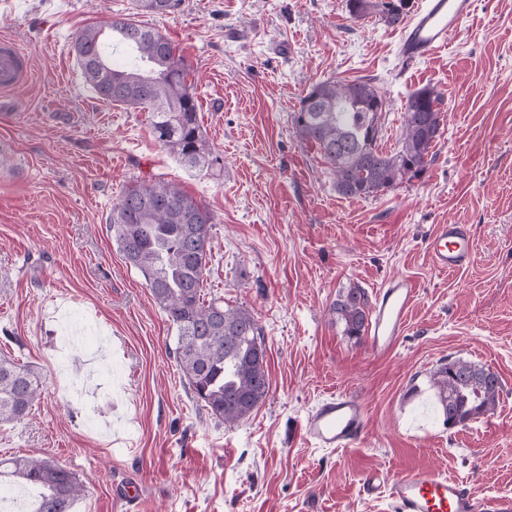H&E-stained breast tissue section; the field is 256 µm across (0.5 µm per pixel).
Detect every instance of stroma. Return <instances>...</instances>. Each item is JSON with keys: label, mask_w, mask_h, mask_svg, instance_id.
Masks as SVG:
<instances>
[{"label": "stroma", "mask_w": 512, "mask_h": 512, "mask_svg": "<svg viewBox=\"0 0 512 512\" xmlns=\"http://www.w3.org/2000/svg\"><path fill=\"white\" fill-rule=\"evenodd\" d=\"M125 15L166 35L197 83L198 120L219 162L190 168L153 138L147 111L85 82L80 30ZM23 48L29 81L0 91V357L46 387L0 458L50 459L84 485L74 512H393L362 500L365 474L433 468L477 497H512V0H480L446 50L399 65V31L346 0H185L149 15L136 0H0V38ZM371 80L389 103L430 86L446 113L420 176L368 199L337 194L293 116L316 82ZM163 180L213 215L207 296L252 312L269 391L244 422L201 409L177 330L109 228L113 202ZM470 225L474 260L432 267L439 224ZM413 276L418 300L383 358L330 307ZM461 358L498 374L495 411L447 428L430 373ZM360 398L362 440L311 447L301 428L329 394ZM137 495L125 501L122 489Z\"/></svg>", "instance_id": "obj_1"}]
</instances>
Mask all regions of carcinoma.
I'll return each instance as SVG.
<instances>
[{"label": "carcinoma", "mask_w": 512, "mask_h": 512, "mask_svg": "<svg viewBox=\"0 0 512 512\" xmlns=\"http://www.w3.org/2000/svg\"><path fill=\"white\" fill-rule=\"evenodd\" d=\"M141 10L171 14L184 0H138ZM349 14L380 17L398 27L405 0H346ZM111 41L95 27L81 31L74 52L86 82L103 100L150 109L152 136L192 168H209L218 158L206 145L197 112L198 97L174 44L159 31L125 18L109 24ZM129 49L125 67L109 62L113 50ZM442 96L424 86L401 105L400 135L393 149L378 144L383 95L369 81H322L301 99L294 126L302 140L318 147L336 192L351 199L377 197L418 175L431 163L445 119ZM113 238L125 261L145 278L158 306L176 326V359L194 397L211 416L227 424L250 417L265 400L269 384L263 330L254 315L219 299L203 300L211 212L175 184L144 180L112 204ZM348 336L364 335L369 318L365 292L351 288L331 306ZM432 387L448 428L494 411L501 380L482 366L450 359L431 373ZM44 386L28 368L0 358V423L20 422L41 399ZM35 490L32 512H73L83 483L63 465L33 456L0 460V477Z\"/></svg>", "instance_id": "cac0c4a2"}]
</instances>
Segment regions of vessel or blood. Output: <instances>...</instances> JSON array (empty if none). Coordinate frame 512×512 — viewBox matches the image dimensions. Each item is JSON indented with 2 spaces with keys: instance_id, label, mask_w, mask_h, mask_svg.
<instances>
[{
  "instance_id": "vessel-or-blood-1",
  "label": "vessel or blood",
  "mask_w": 512,
  "mask_h": 512,
  "mask_svg": "<svg viewBox=\"0 0 512 512\" xmlns=\"http://www.w3.org/2000/svg\"><path fill=\"white\" fill-rule=\"evenodd\" d=\"M478 0H423L400 31L396 56L416 62L447 48L462 21ZM24 64L20 48L9 39L0 41V87L20 82ZM427 252L434 268L461 271L473 261L472 232L465 224H439L431 234ZM419 293L416 281L399 275L384 282L375 294L365 335L371 354L382 357L395 348L407 328L409 311ZM365 407L355 396L336 393L324 398L309 414L306 441L318 448H347L361 437ZM359 493L365 499L388 496L396 512H512V498L476 499L459 480L432 469L398 476L373 469L364 477Z\"/></svg>"
}]
</instances>
